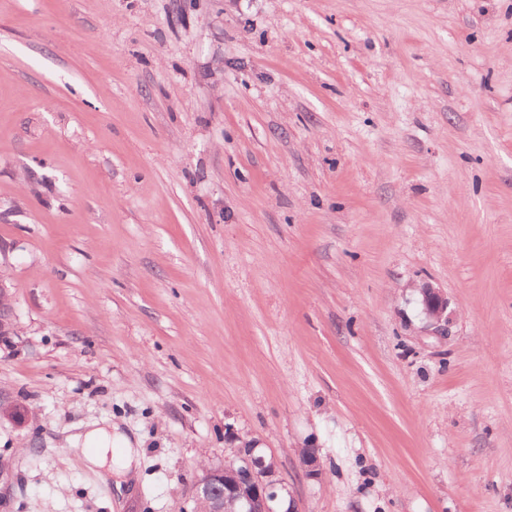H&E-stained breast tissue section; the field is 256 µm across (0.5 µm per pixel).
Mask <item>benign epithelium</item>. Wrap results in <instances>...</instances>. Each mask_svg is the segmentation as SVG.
Here are the masks:
<instances>
[{
    "label": "benign epithelium",
    "mask_w": 512,
    "mask_h": 512,
    "mask_svg": "<svg viewBox=\"0 0 512 512\" xmlns=\"http://www.w3.org/2000/svg\"><path fill=\"white\" fill-rule=\"evenodd\" d=\"M426 323L439 334L448 333V299L436 288H420ZM254 440L241 441L232 459L200 466L192 501L209 505L207 512H299L278 478L277 461L256 454Z\"/></svg>",
    "instance_id": "1"
}]
</instances>
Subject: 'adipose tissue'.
<instances>
[{"label":"adipose tissue","mask_w":512,"mask_h":512,"mask_svg":"<svg viewBox=\"0 0 512 512\" xmlns=\"http://www.w3.org/2000/svg\"><path fill=\"white\" fill-rule=\"evenodd\" d=\"M72 440L83 445L88 467L101 479H110L115 473H131L140 464L138 449L123 434L115 432L109 420L95 423L92 429L73 435Z\"/></svg>","instance_id":"ef3b65f1"}]
</instances>
